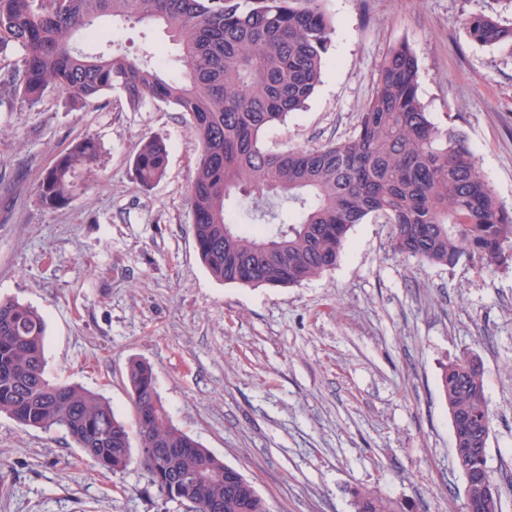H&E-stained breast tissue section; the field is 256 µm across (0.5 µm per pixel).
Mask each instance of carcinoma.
<instances>
[{
  "label": "carcinoma",
  "instance_id": "carcinoma-1",
  "mask_svg": "<svg viewBox=\"0 0 512 512\" xmlns=\"http://www.w3.org/2000/svg\"><path fill=\"white\" fill-rule=\"evenodd\" d=\"M325 0H0V55L20 51L0 75V97L37 106L58 90L74 101L121 94L134 109L162 103L184 114L199 146L189 185L197 253L226 284L292 287L336 266L347 234L371 219L392 226L395 251L442 267L512 264V209L480 173L465 136L428 117L418 94V64L399 44L381 62L372 96L343 142L271 150L264 132L302 110L321 82L335 21ZM163 25L179 46L181 79H168L150 53L130 57L107 48L87 54L78 35L102 37L100 21ZM470 39L512 54V26L494 15L464 19ZM167 145L144 141L133 157L147 188L166 173ZM100 162L90 137L59 155L39 186L40 202L64 207L81 177ZM254 200L256 223H233L226 201ZM46 323L33 307L0 299V413L25 428L63 430L98 467L133 461L130 432L112 405L81 385L45 373ZM460 357L442 367L451 415L471 429L455 438V457L472 468L470 449L490 431L484 372ZM138 463L169 502L194 500L211 512H270L247 479L177 427L150 364L128 366ZM354 512H408L372 491L352 493Z\"/></svg>",
  "mask_w": 512,
  "mask_h": 512
}]
</instances>
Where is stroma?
I'll use <instances>...</instances> for the list:
<instances>
[{"instance_id":"obj_1","label":"stroma","mask_w":512,"mask_h":512,"mask_svg":"<svg viewBox=\"0 0 512 512\" xmlns=\"http://www.w3.org/2000/svg\"><path fill=\"white\" fill-rule=\"evenodd\" d=\"M336 32L301 111L267 130V148L347 139L386 53L413 50L431 121L461 131L498 199L512 207V55L470 40L472 13L503 0H327ZM115 44L181 73L160 26L128 22ZM95 138L97 176L49 208L38 186L72 142ZM160 137L163 179L141 187L131 159ZM198 143L162 103L130 109L115 92L86 102L48 90L36 107L0 99V297L47 323L46 372L100 393L133 422L126 379L156 374L175 422L253 483L271 512H353L362 489L412 512H465V479L438 375L462 356L484 369L487 465L512 512V266L440 267L394 251L389 225L349 233L337 265L293 287L215 279L190 231ZM0 512H183L137 466L83 460L61 430L0 414Z\"/></svg>"}]
</instances>
